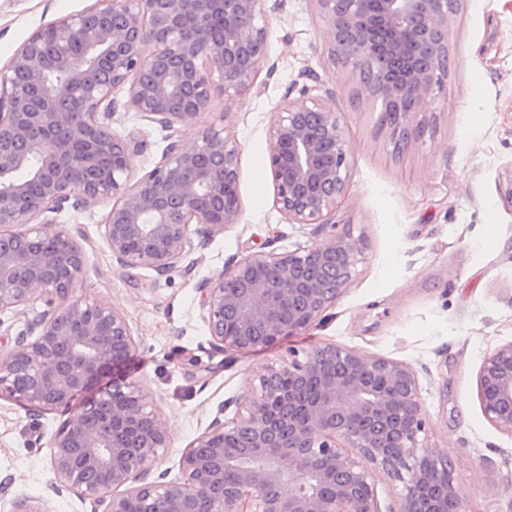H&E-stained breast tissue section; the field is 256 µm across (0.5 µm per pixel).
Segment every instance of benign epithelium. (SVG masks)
<instances>
[{
	"instance_id": "1",
	"label": "benign epithelium",
	"mask_w": 512,
	"mask_h": 512,
	"mask_svg": "<svg viewBox=\"0 0 512 512\" xmlns=\"http://www.w3.org/2000/svg\"><path fill=\"white\" fill-rule=\"evenodd\" d=\"M267 0H97L33 32L0 69V315L27 319L0 362V395L68 407L99 384L48 442L55 490L129 512H381L374 472L402 484L398 512H464L447 462L418 454L428 416L407 364L325 344L258 375L229 422L214 419L182 454V478L144 483L171 447L161 397L113 375L137 342L115 307L76 295L86 259L48 214L112 199L103 238L118 265L166 276L191 252V226L239 223V150L209 126L191 144L175 125L212 93L251 87L267 57ZM331 55L359 77L357 98L408 101L388 125L395 148L421 137L448 78V0H315ZM123 107L168 132L161 160L133 179L143 142L112 130ZM276 204L321 242L256 254L200 288L212 342L247 352L312 326L357 273L363 244L331 222L350 163L336 111L287 100L270 131ZM477 394L512 436V342L485 356Z\"/></svg>"
}]
</instances>
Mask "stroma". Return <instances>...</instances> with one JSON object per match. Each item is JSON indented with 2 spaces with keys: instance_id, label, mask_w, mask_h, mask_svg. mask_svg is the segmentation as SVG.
Returning <instances> with one entry per match:
<instances>
[{
  "instance_id": "stroma-1",
  "label": "stroma",
  "mask_w": 512,
  "mask_h": 512,
  "mask_svg": "<svg viewBox=\"0 0 512 512\" xmlns=\"http://www.w3.org/2000/svg\"><path fill=\"white\" fill-rule=\"evenodd\" d=\"M96 0H0V68L35 30L78 14ZM267 61L256 83L175 126L182 142L225 124L241 155L239 224L223 234H192L193 269L156 277L120 268L102 236L112 207L58 215L83 246L86 274L77 293L119 309L138 346L124 375L164 397L172 446L152 481L181 478L180 460L216 413L235 402L288 347L324 344L410 365L431 419L419 441L447 458L465 512H512V436L485 417L477 376L486 354L512 342V0H457L448 21V79L431 99L436 121L420 141L393 149L377 134L372 102L355 101L358 78L334 61L316 0H283L267 16ZM328 95L344 127L350 185L336 209L340 230L364 243L354 280L316 325L249 352L212 345L200 317L201 283L244 257L320 242L315 226L287 223L275 202L269 131L284 97L302 89ZM115 132L139 133L135 176L160 160L158 125L125 112ZM71 417L0 397V512L43 498L52 512H94L74 493L55 494L47 442Z\"/></svg>"
}]
</instances>
